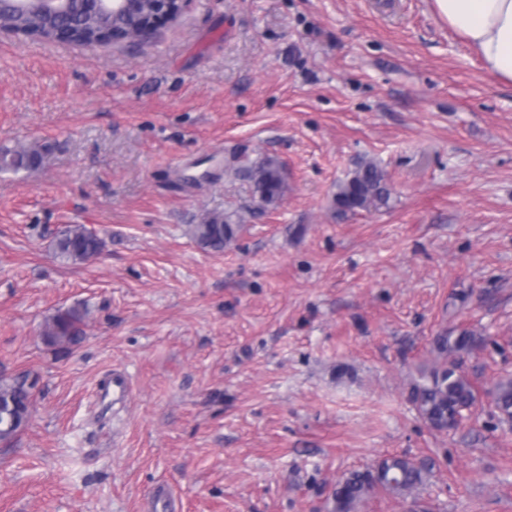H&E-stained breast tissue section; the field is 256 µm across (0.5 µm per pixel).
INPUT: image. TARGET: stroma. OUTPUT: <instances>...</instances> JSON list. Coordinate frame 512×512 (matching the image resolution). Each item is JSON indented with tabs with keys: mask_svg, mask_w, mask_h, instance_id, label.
I'll use <instances>...</instances> for the list:
<instances>
[{
	"mask_svg": "<svg viewBox=\"0 0 512 512\" xmlns=\"http://www.w3.org/2000/svg\"><path fill=\"white\" fill-rule=\"evenodd\" d=\"M0 379L36 382L0 442V512H141L168 482L184 512H331L338 480L404 455L413 497L358 512H512V85L489 77L432 0H189L134 44L0 33ZM288 189L254 200L238 160ZM363 160L387 207L341 214ZM233 214L223 252L190 227ZM105 242L82 264L53 238ZM75 310L73 344L44 334ZM483 345L477 403L431 429L410 390L441 333ZM130 391L102 390L113 370ZM45 160V151L39 148H20L19 150H0V171L19 172L36 169ZM103 247L102 239L82 224L67 225L54 239L56 255L72 263H82L98 256ZM493 403L502 419L512 418V378L500 380L493 394Z\"/></svg>",
	"mask_w": 512,
	"mask_h": 512,
	"instance_id": "obj_1",
	"label": "stroma"
}]
</instances>
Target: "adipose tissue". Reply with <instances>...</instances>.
Masks as SVG:
<instances>
[{
  "instance_id": "ef3b65f1",
  "label": "adipose tissue",
  "mask_w": 512,
  "mask_h": 512,
  "mask_svg": "<svg viewBox=\"0 0 512 512\" xmlns=\"http://www.w3.org/2000/svg\"><path fill=\"white\" fill-rule=\"evenodd\" d=\"M494 78L512 84V0H433Z\"/></svg>"
}]
</instances>
